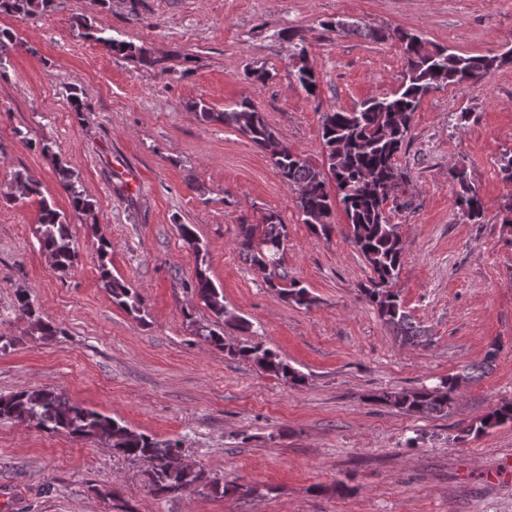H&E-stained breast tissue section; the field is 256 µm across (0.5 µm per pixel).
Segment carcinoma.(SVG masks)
<instances>
[{
  "instance_id": "carcinoma-1",
  "label": "carcinoma",
  "mask_w": 512,
  "mask_h": 512,
  "mask_svg": "<svg viewBox=\"0 0 512 512\" xmlns=\"http://www.w3.org/2000/svg\"><path fill=\"white\" fill-rule=\"evenodd\" d=\"M54 10V0H0L1 15L42 17ZM86 35L95 37L107 50L128 58H136L150 65L160 60L132 43L116 41L105 36V28L87 18L77 22ZM336 30L349 35L373 40L384 35L357 21L336 22ZM404 58L401 88L390 96L373 97L352 110H334L321 115L322 164L317 167L292 151L264 118L262 112L248 98H243L222 112H216L203 102H192L190 107L206 123L220 122L246 136L253 144L270 155L277 174L289 189L298 193L296 205L303 223L315 235L326 236L331 231L329 222L335 205L342 206L354 243L369 266L372 276L369 285L361 289L364 299L376 308L383 323L390 326L400 342L409 345H427L428 339L411 316L403 310L400 297L393 285L403 259V244L397 225L391 223L386 211L387 200L404 182V173L396 164L412 118L422 98L433 89L443 86L473 87L485 83L504 66H512V49L495 55L466 56L433 45L420 35L407 30L397 33ZM297 62L294 77L303 90L315 96L318 93L316 74L306 63L305 47L295 54ZM41 152L50 157L62 190L66 193L73 214L90 217L94 203L86 194L79 176L44 144ZM452 178L460 187V204L470 221H479L485 212V203L469 183L467 172L456 168ZM335 189H330V185ZM32 196L39 197L40 216L36 228L40 250L55 271L66 273L78 264L71 224L65 214L41 195L40 187L29 176L17 173L7 191L0 194L5 203H13ZM183 245L192 251L196 260L195 278L186 288L195 294L213 314L215 320L197 329V335L219 350L250 361L258 369L281 378L290 386H302L306 376L291 367L271 348L261 343L231 345L224 343V325L242 332L250 323L227 311L224 293L208 275L207 250L194 229L188 224L177 225ZM241 250L251 264L269 271V286L285 301L308 309L315 297L299 282L288 280L282 260L286 234L281 217L270 212L264 216L262 228L253 224L241 225ZM103 288L112 301L128 314L141 318L143 299L133 288L112 277L106 264L100 265ZM15 311L29 322L30 334L49 341L60 333L37 315V310L26 289L15 294ZM463 376L450 375L439 385L420 390H403L373 395L370 400L385 402L398 410L414 415H446L452 395ZM0 421L23 422L29 427L46 431H61L79 439H95L115 453L130 460L149 462L146 476L151 490L163 496L178 495L199 485H210L214 491L249 493L241 484L209 480L197 469L172 470L168 460L182 450L176 439H159L96 410L72 401L65 393L50 389H29L0 395ZM512 424V402L495 406L474 420L463 434L479 437L488 430Z\"/></svg>"
}]
</instances>
